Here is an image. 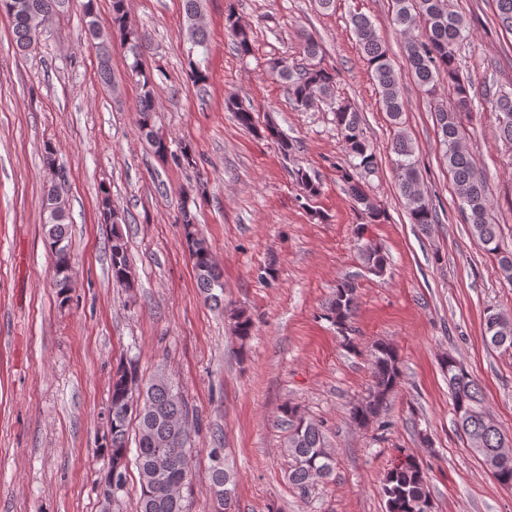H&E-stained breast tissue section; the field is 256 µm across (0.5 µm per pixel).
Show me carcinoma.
I'll return each instance as SVG.
<instances>
[{"label":"carcinoma","mask_w":512,"mask_h":512,"mask_svg":"<svg viewBox=\"0 0 512 512\" xmlns=\"http://www.w3.org/2000/svg\"><path fill=\"white\" fill-rule=\"evenodd\" d=\"M202 0H183L185 36L191 47L207 43L203 22ZM393 22L407 33L416 26V20L425 17L419 38L406 46L407 75L416 86L435 96L440 86L452 87L457 109L440 108L435 112L437 132L443 147V159L452 173L456 194L471 226V233L488 253L498 258L503 278L512 283V253L499 251L497 228L487 219L489 200L486 181L477 175L470 156L462 148L464 129L462 112H471L472 84L459 71L456 58L457 46L466 40L470 28L466 19L447 8V0H392ZM69 0H0V12L11 19V37L18 52L27 53L35 48L37 39L32 22L40 17L50 18L64 11ZM496 19L500 28L512 33V0H495ZM350 22L367 69L379 90L383 109L395 125L402 124L405 112L402 74L396 71L388 50L376 35L370 19L356 13ZM226 29L235 50L241 57L253 52V32L242 25L234 14L227 15ZM112 29L126 48L132 62L128 64V77L140 86L133 111L137 113L138 128L154 152L162 158H171L176 165L197 164L196 155L187 147L175 152L169 149L164 138L154 130V78L142 65L146 35L128 25L127 0H112ZM303 54L308 63L295 69L274 59L269 62L271 72L288 82V95L293 106L307 111L321 102L331 106L336 129L348 149L347 168L342 178L350 197L362 206L370 224L385 220L384 211L374 205L361 186L362 175L373 171L377 165L376 149L365 137L359 111L350 104L336 101V74L316 63L320 46L311 36H302ZM98 75L109 84L112 68L108 46L100 44ZM227 111L235 114L240 126L256 129L253 109L239 99L225 100ZM498 128L502 137L512 144V92L498 91L492 99ZM264 133L275 140L283 156L293 151V143L277 127L268 125ZM397 156L395 175L401 197L405 200L410 223L426 230L437 223L438 213L424 196L421 173L417 166L411 140L402 130L391 144ZM308 196L320 194V182L301 169L294 172ZM197 198L184 195L180 207V221L184 227V244L193 262L196 282L206 300L219 307L224 291L223 271L214 262L206 239L198 232L196 215L192 207ZM100 218L107 224H118L122 216L112 209L109 196L101 198ZM68 215L62 194L43 188V227L45 238L55 260V287L65 295L70 288L73 271L67 243ZM112 280L127 288L132 283V270L127 240L119 231H112L109 241ZM364 266L375 274L387 267V254L378 247H365L360 254ZM356 311V286L342 281L336 286L328 308L330 319L337 329L346 333ZM233 331L241 342L253 335L254 322L244 311L232 315ZM483 340L491 349H512V312L492 310L486 313ZM371 384L365 398L351 405L352 423L364 426L379 417L388 407L391 396L401 379L398 353L388 343L371 345ZM442 369L448 375L453 411L458 431L465 436L469 448L478 457L496 482L512 489V454L496 453V449L512 443V435L501 428L486 411L483 390L456 358L448 355L442 360ZM112 419L108 424L104 448L110 453L112 468L119 470V490L127 483L129 466L128 442L131 420L138 422L136 466L140 476L139 512H187L186 499L190 492L189 472L192 469L191 439L175 431L179 424H188L189 408L178 386L165 373L159 372L148 381L139 378L136 366L128 362L117 367L112 379L110 403ZM288 424V455L292 459L289 481L301 494H309L314 482L330 478L335 469L333 454L326 448L321 425L308 419L297 407L288 406L283 411ZM406 465L388 469L383 480V494L387 512H432L430 490L419 461L405 456ZM210 491L217 496L222 512H234L236 480L226 468L211 467Z\"/></svg>","instance_id":"carcinoma-1"}]
</instances>
